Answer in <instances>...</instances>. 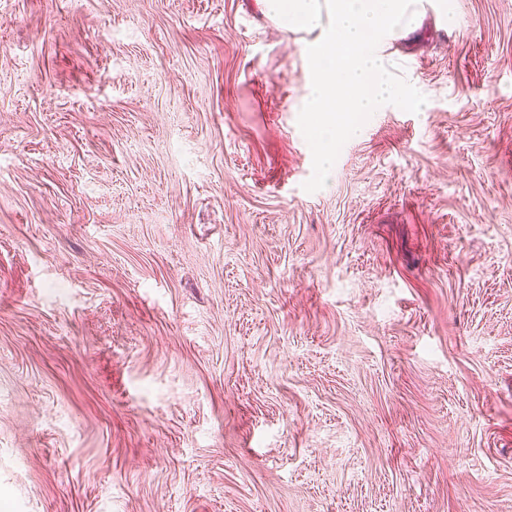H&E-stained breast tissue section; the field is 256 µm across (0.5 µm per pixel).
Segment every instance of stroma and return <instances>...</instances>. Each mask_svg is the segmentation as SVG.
Returning a JSON list of instances; mask_svg holds the SVG:
<instances>
[{"instance_id":"obj_1","label":"stroma","mask_w":512,"mask_h":512,"mask_svg":"<svg viewBox=\"0 0 512 512\" xmlns=\"http://www.w3.org/2000/svg\"><path fill=\"white\" fill-rule=\"evenodd\" d=\"M324 188L255 0H0V512H512V0Z\"/></svg>"}]
</instances>
